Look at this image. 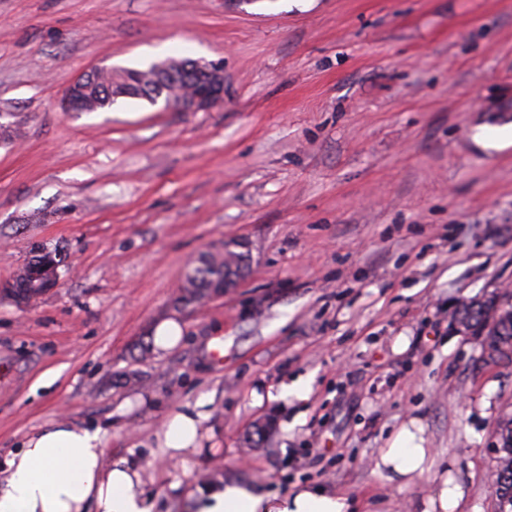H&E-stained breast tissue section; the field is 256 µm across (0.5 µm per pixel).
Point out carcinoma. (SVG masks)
I'll return each instance as SVG.
<instances>
[{
    "mask_svg": "<svg viewBox=\"0 0 512 512\" xmlns=\"http://www.w3.org/2000/svg\"><path fill=\"white\" fill-rule=\"evenodd\" d=\"M213 63H202L190 58L168 59L154 63L146 69H123L114 74L105 73L90 85V100L96 108L113 105L117 97L146 99L152 103L160 97L174 106L208 82L207 71ZM57 254L46 252L35 256L17 270L13 283L22 288L30 279L33 268L47 257ZM249 259L246 251L236 247L217 248L200 255L196 264L185 274L179 287L177 302L183 306L201 305L208 301L213 289L224 283L232 268H241V262ZM460 322L467 328L486 332L489 348L497 359L512 361L508 353L497 344L512 343V303L500 307L496 301H472L462 305ZM499 449L495 453L496 482L494 512H512V503L502 510L504 500L512 498V417L502 420L497 428Z\"/></svg>",
    "mask_w": 512,
    "mask_h": 512,
    "instance_id": "cac0c4a2",
    "label": "carcinoma"
}]
</instances>
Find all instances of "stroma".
<instances>
[{
	"mask_svg": "<svg viewBox=\"0 0 512 512\" xmlns=\"http://www.w3.org/2000/svg\"><path fill=\"white\" fill-rule=\"evenodd\" d=\"M171 57L221 64L223 102L61 105L89 68ZM1 112L22 127L0 141L1 456L63 419L140 470L149 512L228 484L424 512L446 473L457 512H494L512 363L455 320L512 291V143L486 138L512 126V0H0ZM232 240L250 274L178 309L190 262ZM43 248L59 284L18 305L3 288ZM185 411L198 444L174 456ZM404 428L434 464L390 480ZM200 414L180 412L169 420L160 436L162 448L180 452L193 444L197 437Z\"/></svg>",
	"mask_w": 512,
	"mask_h": 512,
	"instance_id": "obj_1",
	"label": "stroma"
}]
</instances>
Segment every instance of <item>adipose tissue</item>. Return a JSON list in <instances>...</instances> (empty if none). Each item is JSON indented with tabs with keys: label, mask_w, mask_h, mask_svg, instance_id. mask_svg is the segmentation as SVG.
Wrapping results in <instances>:
<instances>
[{
	"label": "adipose tissue",
	"mask_w": 512,
	"mask_h": 512,
	"mask_svg": "<svg viewBox=\"0 0 512 512\" xmlns=\"http://www.w3.org/2000/svg\"><path fill=\"white\" fill-rule=\"evenodd\" d=\"M402 430L377 462L379 472L403 479L423 473L431 455ZM6 477L0 486V512H148L142 478L129 461L104 464L101 429L49 422L30 434L21 448L0 461ZM346 497L304 487L288 500L270 499L225 486L206 512H348Z\"/></svg>",
	"instance_id": "adipose-tissue-1"
}]
</instances>
